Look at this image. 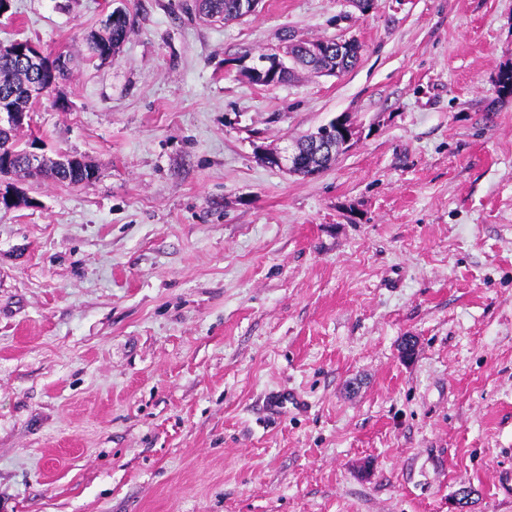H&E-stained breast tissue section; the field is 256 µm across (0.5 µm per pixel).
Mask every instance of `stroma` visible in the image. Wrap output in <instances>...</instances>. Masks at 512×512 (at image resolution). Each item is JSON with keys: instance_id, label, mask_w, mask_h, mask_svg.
I'll return each instance as SVG.
<instances>
[{"instance_id": "35a3bbf8", "label": "stroma", "mask_w": 512, "mask_h": 512, "mask_svg": "<svg viewBox=\"0 0 512 512\" xmlns=\"http://www.w3.org/2000/svg\"><path fill=\"white\" fill-rule=\"evenodd\" d=\"M191 2L0 16L71 59L20 140L98 171L0 211V512H512V0ZM287 33L361 59L249 82ZM342 114L321 175L259 161ZM194 2L195 11L207 20L221 23L239 20L237 0H196ZM123 11L125 13V19L122 23L116 24L113 27L108 26L106 23L112 17V12H110L106 18L101 21V31L91 32L87 36V45L94 57L102 61L114 57L127 39L132 28V21L127 11L124 9ZM118 15L119 14L116 13L112 17V21L116 20Z\"/></svg>"}]
</instances>
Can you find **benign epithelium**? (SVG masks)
I'll list each match as a JSON object with an SVG mask.
<instances>
[{"label": "benign epithelium", "instance_id": "1", "mask_svg": "<svg viewBox=\"0 0 512 512\" xmlns=\"http://www.w3.org/2000/svg\"><path fill=\"white\" fill-rule=\"evenodd\" d=\"M259 62L258 66L245 68V72L254 80L263 79L267 75L278 76L288 71V66L292 63L288 44H283L275 53L265 55L259 59ZM30 119L31 113L15 111V108L10 105V99L0 100V130H7L15 125L22 126ZM356 139V127L346 115L341 114L329 123L319 126L287 152L260 149L259 159L268 167L311 178L334 163L336 150L350 148ZM23 155L29 167L34 170L53 166L56 170L67 173L77 169L80 163L79 158L66 153L55 158H47L26 149Z\"/></svg>", "mask_w": 512, "mask_h": 512}]
</instances>
